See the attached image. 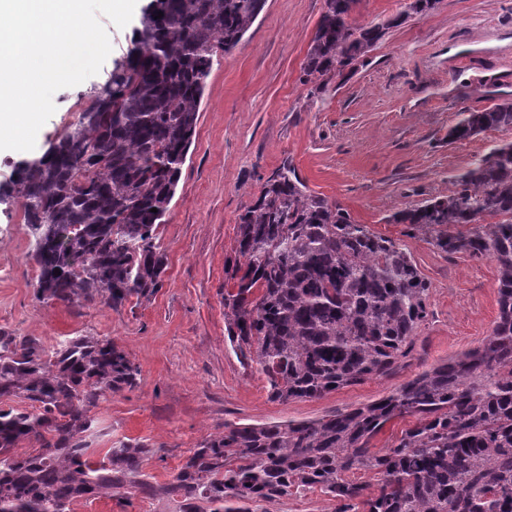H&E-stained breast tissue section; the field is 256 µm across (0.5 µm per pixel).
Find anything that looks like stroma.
I'll return each instance as SVG.
<instances>
[{
  "mask_svg": "<svg viewBox=\"0 0 512 512\" xmlns=\"http://www.w3.org/2000/svg\"><path fill=\"white\" fill-rule=\"evenodd\" d=\"M324 0H267L241 44L217 53L190 154L157 234L166 253L163 285L118 309L36 299L37 268L19 205L0 204V328L48 350L74 336H107L139 368L134 388L95 411L97 448L131 438L161 447L142 471L167 483L198 442L225 424L308 420L388 395L415 374L480 346L497 316V267L446 254L429 238L391 223L401 207L447 194L451 178L512 128L455 144L448 129L465 110L490 106L466 92L471 75H512V55L482 54L489 31L512 41V0H440L390 29L356 71L310 91L301 66ZM112 51L100 71L58 90L54 114L32 153L76 120L92 87L127 52L133 26L106 23ZM463 59L461 72L448 69ZM291 160L308 187L354 219L407 248L429 282L428 316L393 372L318 399L270 400L265 375L233 353L224 326V263L233 257L237 217L265 179ZM174 501L132 493L75 503L74 512H176Z\"/></svg>",
  "mask_w": 512,
  "mask_h": 512,
  "instance_id": "obj_1",
  "label": "stroma"
}]
</instances>
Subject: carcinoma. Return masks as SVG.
Wrapping results in <instances>:
<instances>
[{"instance_id": "carcinoma-1", "label": "carcinoma", "mask_w": 512, "mask_h": 512, "mask_svg": "<svg viewBox=\"0 0 512 512\" xmlns=\"http://www.w3.org/2000/svg\"><path fill=\"white\" fill-rule=\"evenodd\" d=\"M437 3L416 0L409 13L355 26L358 0H325L301 83L317 91L355 70L388 29ZM265 4L151 0L77 122L15 166L0 202L23 209L39 301L117 309L161 288L166 254L156 229L180 182L213 57L237 47ZM505 127L511 97L462 112L448 143ZM392 222L445 253L496 263L498 314L479 347L341 413L226 424L158 485L141 465L161 448L131 439L102 455L91 448L93 411L137 384L124 350L107 336H75L47 351L0 329V512H72L128 487L170 498L178 512H250L253 501L314 488L336 512H512V142L456 175L448 194L401 208ZM455 224L475 229L449 231ZM224 274L231 349L260 367L274 401L316 399L387 374L427 317L430 285L412 254L310 190L287 160L238 215ZM15 399L35 411L1 407ZM406 417L413 425L373 450L386 424ZM22 442L29 451L19 454ZM355 471L373 473L376 488L348 479Z\"/></svg>"}]
</instances>
